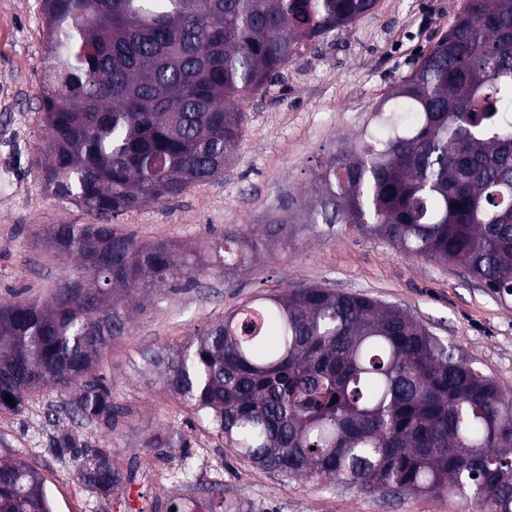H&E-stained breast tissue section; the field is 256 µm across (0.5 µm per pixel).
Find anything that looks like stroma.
I'll return each mask as SVG.
<instances>
[{"mask_svg": "<svg viewBox=\"0 0 512 512\" xmlns=\"http://www.w3.org/2000/svg\"><path fill=\"white\" fill-rule=\"evenodd\" d=\"M467 0H378L355 25L336 30L289 62L283 79L243 102L241 150L221 178L114 219L140 242L167 240L205 253L243 224L288 221V242L258 246L246 269L212 270L200 286L161 293L114 340L99 370L125 415L115 429L82 427L90 447L141 468L127 492L104 495L55 457L49 438L72 428L58 392L0 410V449L40 474L55 512H149L154 501L198 503L216 486L235 512H473L454 493L390 496L343 483L288 479L236 456L168 389L171 354L198 330L255 299L303 286L360 293L406 309L512 393V302L460 267L404 255L342 224H313L306 206L321 162L354 144L408 63L445 32ZM42 0H0V302L44 298L75 273L42 242L49 224L97 218L46 192L34 165L42 134ZM164 447H148L152 437Z\"/></svg>", "mask_w": 512, "mask_h": 512, "instance_id": "35a3bbf8", "label": "stroma"}]
</instances>
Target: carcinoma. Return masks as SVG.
<instances>
[{
	"label": "carcinoma",
	"mask_w": 512,
	"mask_h": 512,
	"mask_svg": "<svg viewBox=\"0 0 512 512\" xmlns=\"http://www.w3.org/2000/svg\"><path fill=\"white\" fill-rule=\"evenodd\" d=\"M376 3L42 0L39 180L100 223L47 231L86 287L0 304L1 408L56 390L80 424L117 425L99 360L155 293L198 284L207 264L112 218L218 178L240 152L241 102ZM375 112L376 130L316 173L309 222L456 264L512 298V0H468ZM243 238L223 232L215 261L246 265ZM168 368L182 403L263 469L394 496L449 488L477 512H512V396L397 305L319 286L268 295ZM50 447L103 494L133 481L70 431ZM0 512H53L16 453L0 455Z\"/></svg>",
	"instance_id": "carcinoma-1"
}]
</instances>
